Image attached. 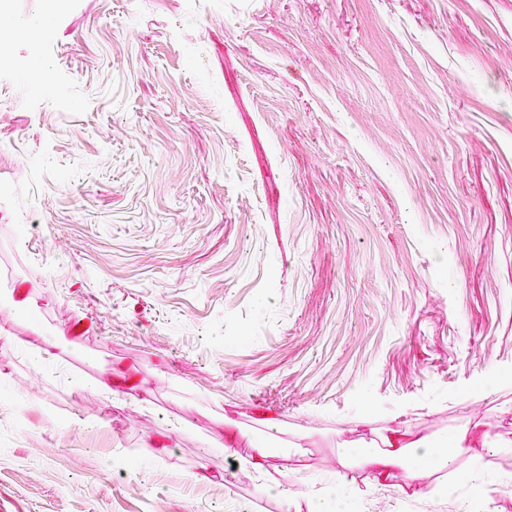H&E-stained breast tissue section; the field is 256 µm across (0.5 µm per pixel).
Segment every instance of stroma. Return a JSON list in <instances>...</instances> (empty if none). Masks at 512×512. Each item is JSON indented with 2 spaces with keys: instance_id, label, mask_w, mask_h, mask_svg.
Wrapping results in <instances>:
<instances>
[{
  "instance_id": "35a3bbf8",
  "label": "stroma",
  "mask_w": 512,
  "mask_h": 512,
  "mask_svg": "<svg viewBox=\"0 0 512 512\" xmlns=\"http://www.w3.org/2000/svg\"><path fill=\"white\" fill-rule=\"evenodd\" d=\"M0 27V512H472L340 457L474 424L512 512V0Z\"/></svg>"
}]
</instances>
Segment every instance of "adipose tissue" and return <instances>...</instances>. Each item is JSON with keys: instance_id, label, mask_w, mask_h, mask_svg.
<instances>
[{"instance_id": "1", "label": "adipose tissue", "mask_w": 512, "mask_h": 512, "mask_svg": "<svg viewBox=\"0 0 512 512\" xmlns=\"http://www.w3.org/2000/svg\"><path fill=\"white\" fill-rule=\"evenodd\" d=\"M383 448L380 452L366 455L351 448L347 457L358 459L366 466L376 467L379 477H387L391 467L400 466L413 482H420L426 471L453 468L459 453L465 449L482 448L486 437L475 429H462L453 443H445L428 436L415 437L389 428L380 436Z\"/></svg>"}]
</instances>
